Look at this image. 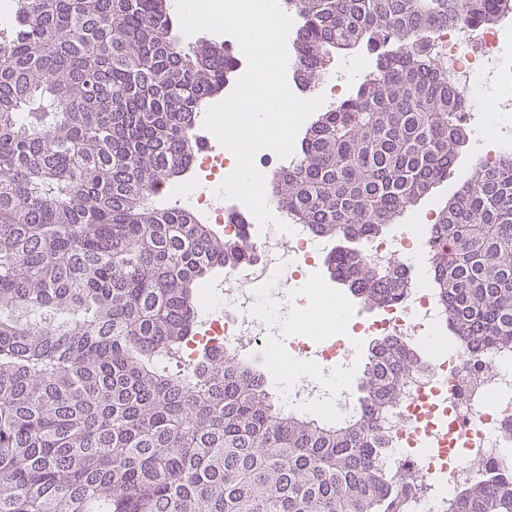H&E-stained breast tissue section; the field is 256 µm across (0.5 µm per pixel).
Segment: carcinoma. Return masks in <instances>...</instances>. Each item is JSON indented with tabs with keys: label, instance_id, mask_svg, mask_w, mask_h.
I'll return each instance as SVG.
<instances>
[{
	"label": "carcinoma",
	"instance_id": "cac0c4a2",
	"mask_svg": "<svg viewBox=\"0 0 512 512\" xmlns=\"http://www.w3.org/2000/svg\"><path fill=\"white\" fill-rule=\"evenodd\" d=\"M507 0H284L315 90L336 54L374 64L320 112L271 182L295 224L340 241L327 268L366 306L404 300V267L367 245L448 178L464 109L431 53L452 23ZM0 42V512H407L386 418L414 346L371 347L358 412L281 409L266 374L204 350L200 288L250 255L153 199L189 173L194 114L234 54L183 46L168 0H13ZM431 286L470 354L512 350V154L478 163L429 225ZM452 512H512V472L459 487Z\"/></svg>",
	"mask_w": 512,
	"mask_h": 512
}]
</instances>
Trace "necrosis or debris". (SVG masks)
Wrapping results in <instances>:
<instances>
[{"label":"necrosis or debris","mask_w":512,"mask_h":512,"mask_svg":"<svg viewBox=\"0 0 512 512\" xmlns=\"http://www.w3.org/2000/svg\"><path fill=\"white\" fill-rule=\"evenodd\" d=\"M511 28L508 20L498 28L455 24L440 30L434 39L435 58L466 111L484 112L479 131L484 142L494 130L495 112L486 109L482 76L490 73L512 80V56L503 57L498 51L504 31ZM230 172L223 146L212 142L201 150L194 176L179 199L222 226L225 236L234 237L241 231L228 217L234 202L216 194ZM248 244L250 258L231 266L223 284L206 286L203 331L197 340L186 343L187 357H194L198 345L205 343L224 346L240 356L250 353L259 322L278 317L269 295H280L294 306H308L306 291L294 288L307 279L318 258L319 246L308 228L297 224L284 233L271 224L256 226ZM418 253L404 232L371 244V259L400 262L421 280L406 300L383 308L360 329L367 336L396 334L436 351L424 368L412 371L403 381V393L388 415L390 448L385 464L394 471H407L422 485V492L410 501V512H450L457 488L476 482L486 467L512 466V451L502 437L504 420L512 418V351L476 361L461 348L443 350L440 311L427 270L415 260ZM288 335L287 345L267 347L274 376L281 378L291 370L298 373L293 384L280 382L275 387L281 407L306 415L319 409L332 421L351 414L356 405L349 389H330L322 379L337 366L355 361L357 343L326 325L314 335L295 329Z\"/></svg>","instance_id":"obj_1"}]
</instances>
